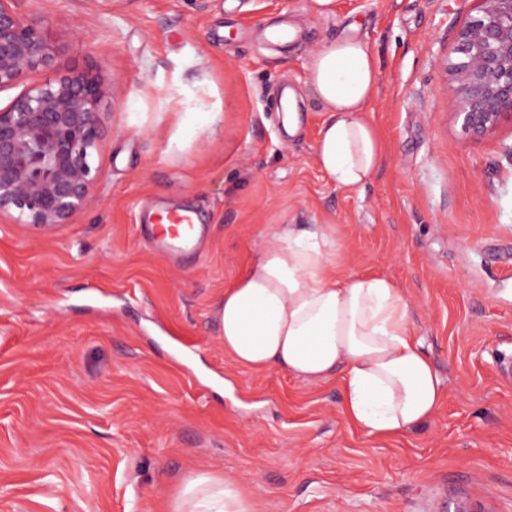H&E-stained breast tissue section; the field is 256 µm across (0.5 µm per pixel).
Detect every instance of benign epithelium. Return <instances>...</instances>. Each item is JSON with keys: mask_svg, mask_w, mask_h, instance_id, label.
<instances>
[{"mask_svg": "<svg viewBox=\"0 0 512 512\" xmlns=\"http://www.w3.org/2000/svg\"><path fill=\"white\" fill-rule=\"evenodd\" d=\"M0 0V90L49 66L46 28ZM457 31L448 104L463 133L481 139L512 122V0H478ZM106 88L90 72L32 82L0 108V222L54 232L92 199L94 155L105 146L97 105Z\"/></svg>", "mask_w": 512, "mask_h": 512, "instance_id": "obj_1", "label": "benign epithelium"}]
</instances>
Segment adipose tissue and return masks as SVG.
<instances>
[{"label": "adipose tissue", "instance_id": "obj_1", "mask_svg": "<svg viewBox=\"0 0 512 512\" xmlns=\"http://www.w3.org/2000/svg\"><path fill=\"white\" fill-rule=\"evenodd\" d=\"M377 82V59L360 39L311 56L307 83L327 114L315 162L338 187L363 188L383 158L364 117ZM335 256V225H275L216 308L224 351L250 370L280 368L309 383L341 378L345 418L367 436L416 430L435 415L445 383L412 330L409 303L386 276L337 277ZM172 512L255 510L234 481L201 471L180 485Z\"/></svg>", "mask_w": 512, "mask_h": 512}]
</instances>
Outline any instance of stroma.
I'll list each match as a JSON object with an SVG mask.
<instances>
[{"label":"stroma","mask_w":512,"mask_h":512,"mask_svg":"<svg viewBox=\"0 0 512 512\" xmlns=\"http://www.w3.org/2000/svg\"><path fill=\"white\" fill-rule=\"evenodd\" d=\"M49 31L34 81L96 73L106 134L91 202L54 233L0 223V512H170L190 473L256 512H512V124L473 141L444 65L477 0H19ZM296 27L289 42L268 27ZM346 35L378 61L366 117L384 158L364 188L314 161L312 53ZM300 127L284 130L283 90ZM206 224L160 256L144 208ZM276 224H332L341 275L411 304L446 383L432 420L379 440L335 379L239 367L215 309Z\"/></svg>","instance_id":"obj_1"}]
</instances>
